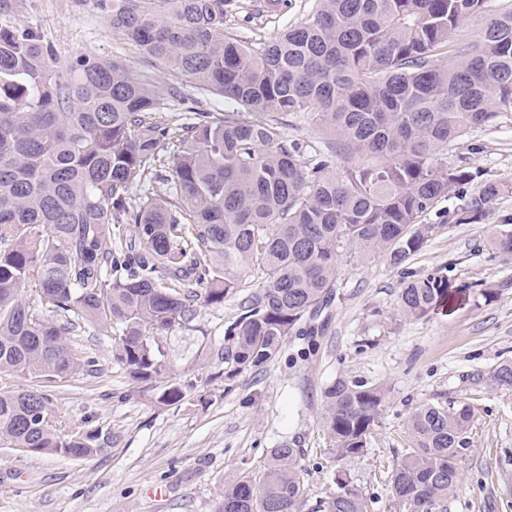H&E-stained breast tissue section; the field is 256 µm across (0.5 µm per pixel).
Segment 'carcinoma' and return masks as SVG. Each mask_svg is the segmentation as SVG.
I'll return each instance as SVG.
<instances>
[{
	"label": "carcinoma",
	"mask_w": 512,
	"mask_h": 512,
	"mask_svg": "<svg viewBox=\"0 0 512 512\" xmlns=\"http://www.w3.org/2000/svg\"><path fill=\"white\" fill-rule=\"evenodd\" d=\"M112 30L154 68L190 79L193 122L164 112L153 72L119 58L62 53L23 24L27 0H0V370L57 382L95 361L72 346L84 325L116 330L115 361L160 405L196 385L169 375L154 332L224 304L236 273H261L257 291L224 332V375L258 371L331 301L342 249L401 265L436 233L422 223L468 172L448 145L512 112V9L488 0H315L307 18L258 45L226 27L231 0H96ZM483 19L481 39L458 34ZM253 118H243V113ZM305 116L332 134L301 159L283 118ZM166 182L132 195V181ZM512 187L488 182L456 223L488 216ZM492 250L512 259V234ZM448 275H410L398 295L405 319L448 296ZM492 385L512 389V359ZM384 389L341 378L324 388L323 425L336 460L364 451L386 405ZM49 397L0 392V440L38 454L89 459L112 433L66 432ZM471 406L425 403L391 475L403 512H447L460 481ZM300 450H271L261 479L224 488L217 512H303ZM321 512H370L347 478Z\"/></svg>",
	"instance_id": "obj_1"
}]
</instances>
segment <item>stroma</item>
Segmentation results:
<instances>
[{
    "mask_svg": "<svg viewBox=\"0 0 512 512\" xmlns=\"http://www.w3.org/2000/svg\"><path fill=\"white\" fill-rule=\"evenodd\" d=\"M226 25L253 43L302 21L314 0H288L274 19H246L250 0ZM24 19L45 27L69 52L124 58L137 51L86 0H28ZM448 160L470 172L467 185L425 216L433 238L402 265L385 258L343 257L336 297L314 336H295L257 372L225 380L217 359L224 330L255 291L257 275L241 274L223 304L199 308L188 324L161 333L162 359L176 378L197 383L195 396L161 406L140 395L115 362L109 330L86 327L74 347L96 362L90 374L46 384L54 424L111 432L115 443L90 459L34 455L0 441V512H216L225 483L260 477L270 451L288 442L303 451L306 499L317 512L345 468L370 512H402L390 475L409 436L407 419L422 403H469L474 415L461 481L448 512H512V390L492 386L497 364L512 358V260L490 256V240L512 232V191L489 216L456 223L459 207L486 182L512 184V112L498 114L448 147ZM444 267L451 292L430 315L407 320L398 311L404 273ZM387 392V404L364 453L337 465L322 425L324 388L336 378Z\"/></svg>",
    "mask_w": 512,
    "mask_h": 512,
    "instance_id": "1",
    "label": "stroma"
}]
</instances>
